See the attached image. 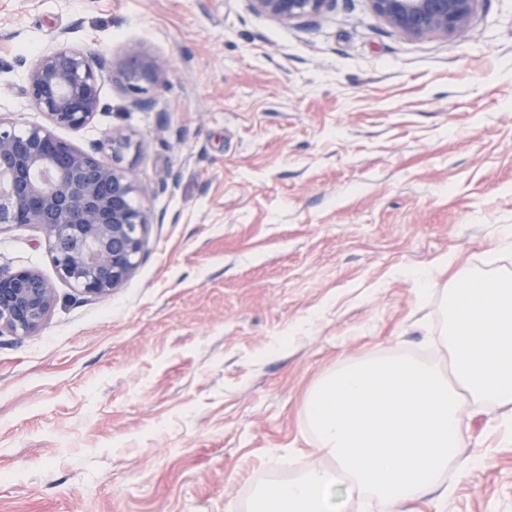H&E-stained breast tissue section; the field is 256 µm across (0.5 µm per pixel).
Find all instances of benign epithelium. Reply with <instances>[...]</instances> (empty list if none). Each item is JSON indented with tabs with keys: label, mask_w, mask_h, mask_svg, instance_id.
I'll list each match as a JSON object with an SVG mask.
<instances>
[{
	"label": "benign epithelium",
	"mask_w": 512,
	"mask_h": 512,
	"mask_svg": "<svg viewBox=\"0 0 512 512\" xmlns=\"http://www.w3.org/2000/svg\"><path fill=\"white\" fill-rule=\"evenodd\" d=\"M249 8L284 23L321 17L332 0H247ZM372 11L402 35L453 37L475 18L482 0H368ZM170 60L133 45L118 66L55 40L29 69L25 93L49 124L18 129L0 118V224H38L47 234L59 279L81 295L103 298L125 283L144 253L151 215L147 193L126 155L132 138L114 132L112 161L58 137L102 110L104 75L151 107L148 94L164 82ZM56 303L54 288L31 269L0 270V333H36Z\"/></svg>",
	"instance_id": "benign-epithelium-1"
}]
</instances>
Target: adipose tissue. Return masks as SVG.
<instances>
[{
	"instance_id": "1",
	"label": "adipose tissue",
	"mask_w": 512,
	"mask_h": 512,
	"mask_svg": "<svg viewBox=\"0 0 512 512\" xmlns=\"http://www.w3.org/2000/svg\"><path fill=\"white\" fill-rule=\"evenodd\" d=\"M444 309L451 375L410 359L342 366L306 402L330 467L259 493L257 512H336L339 488L376 500L381 512H424L447 499L443 476L462 446V404L495 406L512 426V276L458 266Z\"/></svg>"
}]
</instances>
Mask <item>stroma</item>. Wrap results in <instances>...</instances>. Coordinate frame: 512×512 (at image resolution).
I'll return each mask as SVG.
<instances>
[{"label": "stroma", "instance_id": "obj_1", "mask_svg": "<svg viewBox=\"0 0 512 512\" xmlns=\"http://www.w3.org/2000/svg\"><path fill=\"white\" fill-rule=\"evenodd\" d=\"M57 37L170 59L150 109L107 77L103 110L56 131L106 159L130 135L154 222L103 299L58 279L43 228L0 224V267L57 294L37 333L0 335V512H226L327 466L312 388L374 357L449 365L442 290L417 272H512V0L423 40L368 0L291 24L246 0H0V118L17 128L47 121L24 87ZM497 414L463 407L437 512H512Z\"/></svg>", "mask_w": 512, "mask_h": 512}]
</instances>
